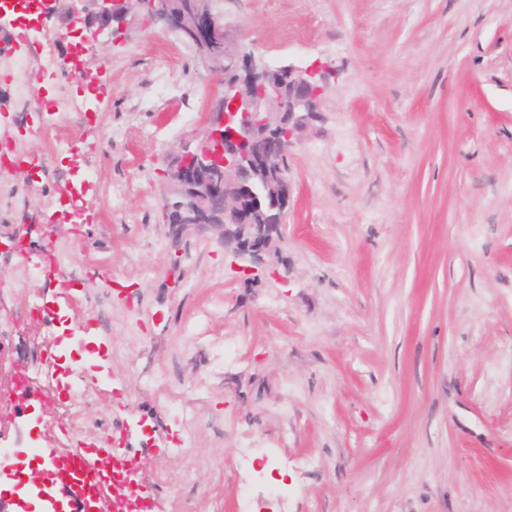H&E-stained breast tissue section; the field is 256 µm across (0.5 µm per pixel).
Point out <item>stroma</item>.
Wrapping results in <instances>:
<instances>
[{
  "instance_id": "35a3bbf8",
  "label": "stroma",
  "mask_w": 512,
  "mask_h": 512,
  "mask_svg": "<svg viewBox=\"0 0 512 512\" xmlns=\"http://www.w3.org/2000/svg\"><path fill=\"white\" fill-rule=\"evenodd\" d=\"M216 9L242 49L332 71L288 154V271L244 274L208 232L171 246L165 160L218 87L178 33L130 18L86 56L99 88L50 80L26 109L0 67V134L31 158L8 187L33 198L0 206V307L42 306L0 348V445L119 437L163 512H512V0ZM50 221L75 309L10 247ZM73 335L99 391L76 425L16 386L36 349L68 364ZM215 339L243 342L221 368Z\"/></svg>"
}]
</instances>
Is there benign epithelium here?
I'll return each mask as SVG.
<instances>
[{"instance_id": "1", "label": "benign epithelium", "mask_w": 512, "mask_h": 512, "mask_svg": "<svg viewBox=\"0 0 512 512\" xmlns=\"http://www.w3.org/2000/svg\"><path fill=\"white\" fill-rule=\"evenodd\" d=\"M192 2L193 7L180 10L163 0H92V13L75 6L64 39L78 37L80 43L71 45L66 60L75 61L80 79L93 84L98 74L85 67L83 56L107 29L120 34L119 26L131 13L182 35L192 32L200 44L224 42L222 55L197 51L201 65L220 75L223 89L212 101L202 129L169 156L163 170L168 196L188 199L170 224L171 242L180 247L190 227L209 231L241 261L242 272L265 269L282 235L281 225L257 224L253 215L265 206L288 202L281 160L318 112L331 71L321 63L271 66L246 54L229 43L214 0ZM212 195L224 201L221 224L204 221Z\"/></svg>"}]
</instances>
